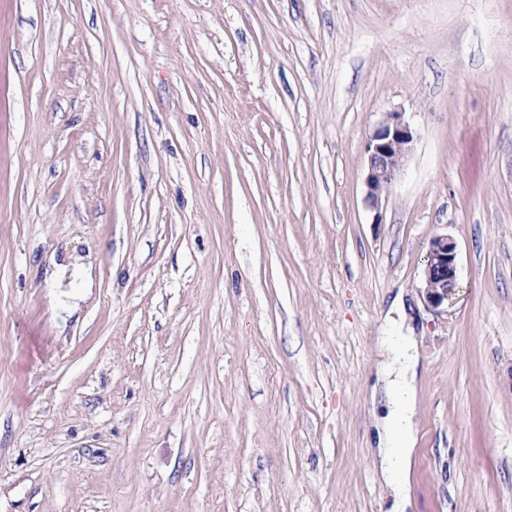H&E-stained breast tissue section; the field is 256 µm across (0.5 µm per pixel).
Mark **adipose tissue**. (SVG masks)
<instances>
[{"instance_id": "1", "label": "adipose tissue", "mask_w": 512, "mask_h": 512, "mask_svg": "<svg viewBox=\"0 0 512 512\" xmlns=\"http://www.w3.org/2000/svg\"><path fill=\"white\" fill-rule=\"evenodd\" d=\"M383 359L377 368L375 388L386 400L385 413L377 420L378 464L394 490V512H406L410 504L409 480L416 464V396L419 385L418 354L412 335L381 339Z\"/></svg>"}]
</instances>
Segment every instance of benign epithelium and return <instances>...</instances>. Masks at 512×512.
Instances as JSON below:
<instances>
[{"instance_id":"1","label":"benign epithelium","mask_w":512,"mask_h":512,"mask_svg":"<svg viewBox=\"0 0 512 512\" xmlns=\"http://www.w3.org/2000/svg\"><path fill=\"white\" fill-rule=\"evenodd\" d=\"M415 142V132L405 113H385L366 144L367 174L365 203L381 223V211L390 189L403 170ZM457 284V245L447 234L429 244L423 268L422 288L428 307L439 309L448 303Z\"/></svg>"}]
</instances>
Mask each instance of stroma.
I'll use <instances>...</instances> for the list:
<instances>
[{
	"mask_svg": "<svg viewBox=\"0 0 512 512\" xmlns=\"http://www.w3.org/2000/svg\"><path fill=\"white\" fill-rule=\"evenodd\" d=\"M399 292L407 512H512V0H0V512H390ZM415 142V132L405 112L385 113L366 144L365 203L381 222L390 189L403 170ZM457 284V245L447 234L435 236L429 244L423 268L424 299L428 307L439 309L448 301ZM383 361L377 368L372 387L375 401L378 391L386 400L385 414L377 419L378 464L385 480L394 490L395 510L407 512L410 505L409 480L416 464V396L419 385L418 354L413 335L381 336Z\"/></svg>",
	"mask_w": 512,
	"mask_h": 512,
	"instance_id": "obj_1",
	"label": "stroma"
}]
</instances>
